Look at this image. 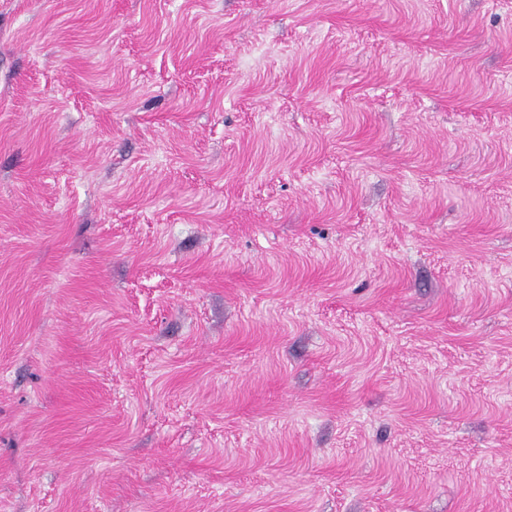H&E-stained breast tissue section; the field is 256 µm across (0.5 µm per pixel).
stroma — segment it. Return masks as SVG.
<instances>
[{
	"label": "stroma",
	"mask_w": 512,
	"mask_h": 512,
	"mask_svg": "<svg viewBox=\"0 0 512 512\" xmlns=\"http://www.w3.org/2000/svg\"><path fill=\"white\" fill-rule=\"evenodd\" d=\"M0 512H512V0H0Z\"/></svg>",
	"instance_id": "obj_1"
}]
</instances>
